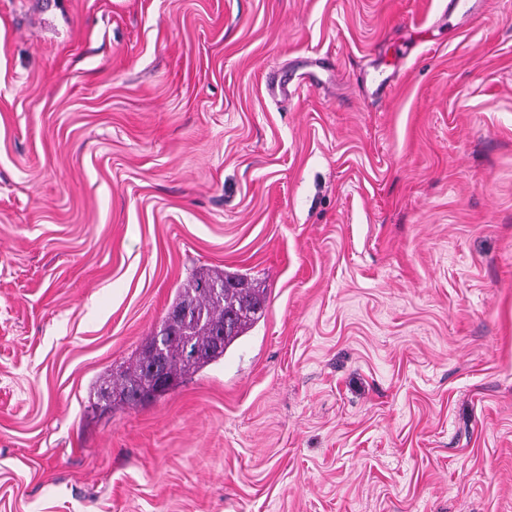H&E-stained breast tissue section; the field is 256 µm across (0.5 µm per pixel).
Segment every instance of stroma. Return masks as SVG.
Listing matches in <instances>:
<instances>
[{"mask_svg":"<svg viewBox=\"0 0 512 512\" xmlns=\"http://www.w3.org/2000/svg\"><path fill=\"white\" fill-rule=\"evenodd\" d=\"M0 0V512H512V0ZM267 290L102 411L178 287Z\"/></svg>","mask_w":512,"mask_h":512,"instance_id":"obj_1","label":"stroma"}]
</instances>
